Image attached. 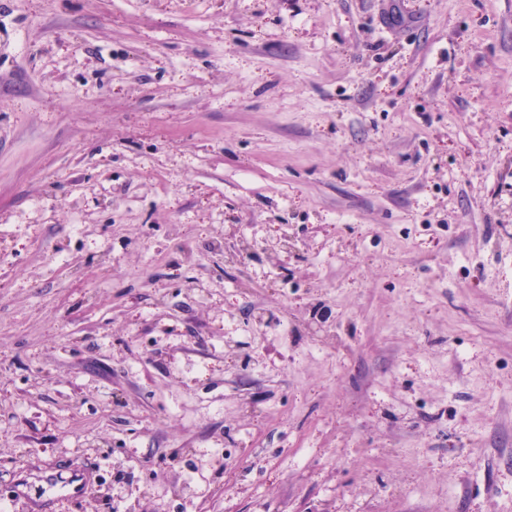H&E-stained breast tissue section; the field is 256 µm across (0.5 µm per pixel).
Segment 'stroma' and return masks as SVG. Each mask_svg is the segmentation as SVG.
Wrapping results in <instances>:
<instances>
[{"mask_svg": "<svg viewBox=\"0 0 512 512\" xmlns=\"http://www.w3.org/2000/svg\"><path fill=\"white\" fill-rule=\"evenodd\" d=\"M512 512V0H0V512ZM92 483L86 472L66 464H56L40 471L24 486L26 496L41 500L45 506H49L58 494L84 495Z\"/></svg>", "mask_w": 512, "mask_h": 512, "instance_id": "1", "label": "stroma"}]
</instances>
